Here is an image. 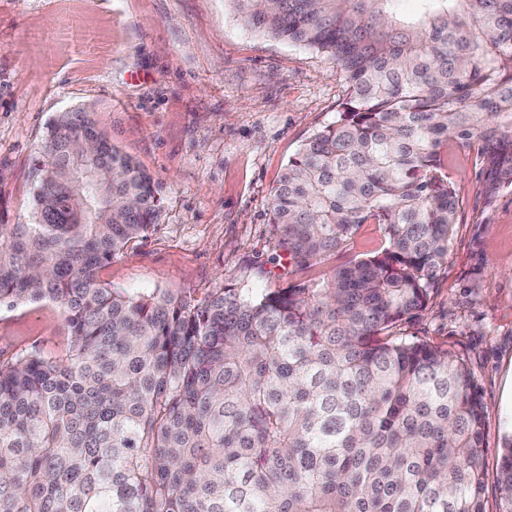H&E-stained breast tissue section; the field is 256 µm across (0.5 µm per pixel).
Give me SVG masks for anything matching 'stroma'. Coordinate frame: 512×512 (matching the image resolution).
Instances as JSON below:
<instances>
[{"mask_svg":"<svg viewBox=\"0 0 512 512\" xmlns=\"http://www.w3.org/2000/svg\"><path fill=\"white\" fill-rule=\"evenodd\" d=\"M344 73L325 55L261 35L233 0H0V197L27 224L32 164L52 120L88 112L159 186L146 237L99 272L131 293L196 299L224 287L320 277L277 246L272 195L288 160L335 121ZM460 207L448 261L401 333L460 353L484 406L485 510L501 512L499 448L512 431V190L484 201L471 155L448 151ZM50 302L0 311V360L63 357Z\"/></svg>","mask_w":512,"mask_h":512,"instance_id":"35a3bbf8","label":"stroma"}]
</instances>
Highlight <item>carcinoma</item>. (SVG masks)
Masks as SVG:
<instances>
[{"mask_svg": "<svg viewBox=\"0 0 512 512\" xmlns=\"http://www.w3.org/2000/svg\"><path fill=\"white\" fill-rule=\"evenodd\" d=\"M244 23L329 56L347 96L271 204L298 267L387 246L321 280L201 299L133 295L99 271L143 238L153 177L88 113L52 121L33 222L0 212V307L50 301L63 359L0 361V512H485L473 373L401 335L424 311L459 209L447 149L512 189V0H233ZM95 186L75 201L79 140ZM498 487L512 512V434ZM385 246L383 233L378 224H362L348 252L351 257H363Z\"/></svg>", "mask_w": 512, "mask_h": 512, "instance_id": "carcinoma-1", "label": "carcinoma"}]
</instances>
